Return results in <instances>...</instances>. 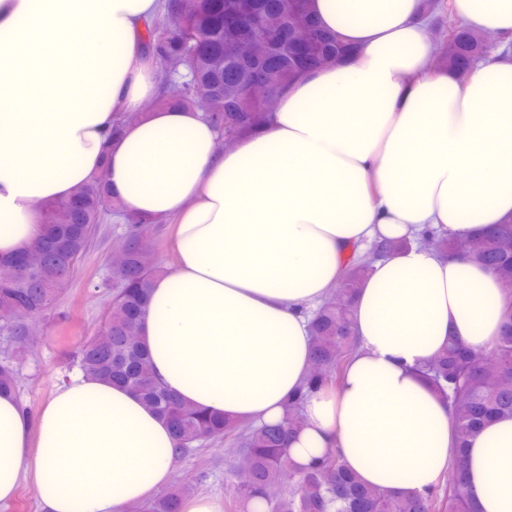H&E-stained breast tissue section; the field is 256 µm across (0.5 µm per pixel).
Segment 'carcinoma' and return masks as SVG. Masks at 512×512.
Here are the masks:
<instances>
[{"instance_id": "cac0c4a2", "label": "carcinoma", "mask_w": 512, "mask_h": 512, "mask_svg": "<svg viewBox=\"0 0 512 512\" xmlns=\"http://www.w3.org/2000/svg\"><path fill=\"white\" fill-rule=\"evenodd\" d=\"M256 31L257 40L228 49L234 36ZM437 63L466 75L481 50L480 37L434 32ZM149 51L161 68L189 65L191 78L164 84L155 107L186 106L204 109L208 98L223 102L206 113L222 140L230 144L265 114V102L250 90L262 73L279 91L299 72L332 64L345 52L335 34L319 28L302 3L291 0H184L181 27L164 35L160 21L147 31ZM121 215L127 225V252L120 276L127 285L113 291L98 333L82 344L77 359L81 370L137 393L171 426L178 441L177 455L208 441H232L246 454L250 467L233 486V508L246 510L260 497L267 512H474L467 480H448V492L439 488L424 494L389 495L361 484L348 472L340 456L330 450L307 466L288 457L290 435L302 425L306 397L336 387L347 361L356 350L351 332L353 294L368 276L373 262L396 248L376 243L365 255L349 258L347 273L336 286L337 300L324 302L311 321L313 363L322 366L309 374L305 390L288 402L285 422L250 425L244 429L222 415L193 408L173 396L153 372L138 335V323L147 307L150 284L162 273L144 262L145 246L139 232L145 221L129 215L122 203L108 195L102 178L78 188L71 197L50 201L44 208V236L21 256L31 272L0 281V301L22 294V305L4 306L6 321L17 336L24 335L27 313L41 314L68 286L85 258L90 239L100 224ZM422 242L442 253H463L491 268L506 290H512V223L482 235L456 240L432 233ZM422 376L451 407L456 426L457 454L452 466H464V450L489 419L512 415V310L493 346L473 350L451 339L443 354L420 367ZM296 473L295 482L282 483L284 470ZM185 491L173 489L147 504L141 512H182Z\"/></svg>"}]
</instances>
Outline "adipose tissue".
<instances>
[{"label": "adipose tissue", "mask_w": 512, "mask_h": 512, "mask_svg": "<svg viewBox=\"0 0 512 512\" xmlns=\"http://www.w3.org/2000/svg\"><path fill=\"white\" fill-rule=\"evenodd\" d=\"M347 53L299 73L229 147L203 111L149 109L145 46L162 0H0V256L44 232L41 205L104 176L127 212L172 225L139 335L188 405L280 422L312 367L311 313L375 242L351 312L358 349L337 391L304 403L296 462L336 449L391 494L437 485L456 455L447 402L418 369L449 339L491 347L512 296L465 255L419 245L512 220V52L466 77L435 66L424 0H305ZM512 35V0H453ZM176 441L129 389L71 375L37 418L0 394V506L29 480L43 512H126L168 486ZM478 512H512V418L469 442Z\"/></svg>", "instance_id": "ef3b65f1"}]
</instances>
